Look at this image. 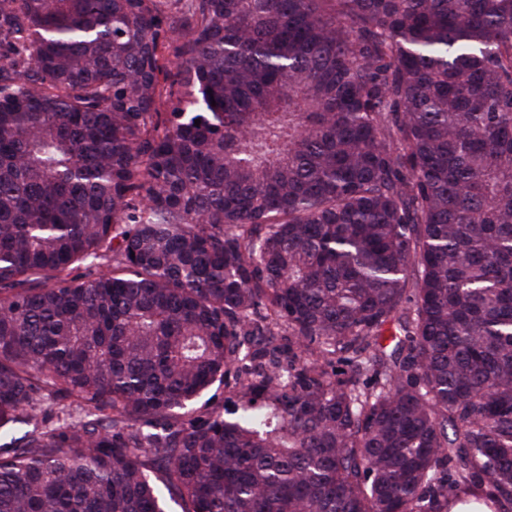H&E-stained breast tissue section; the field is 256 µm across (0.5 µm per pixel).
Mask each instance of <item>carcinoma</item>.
Wrapping results in <instances>:
<instances>
[{
    "label": "carcinoma",
    "mask_w": 512,
    "mask_h": 512,
    "mask_svg": "<svg viewBox=\"0 0 512 512\" xmlns=\"http://www.w3.org/2000/svg\"><path fill=\"white\" fill-rule=\"evenodd\" d=\"M461 494L512 512V0H0V512ZM232 391L233 388L231 385H219L217 382L197 398L193 404V408L198 409L199 412H204L208 408L224 405L227 398L232 396Z\"/></svg>",
    "instance_id": "obj_1"
}]
</instances>
